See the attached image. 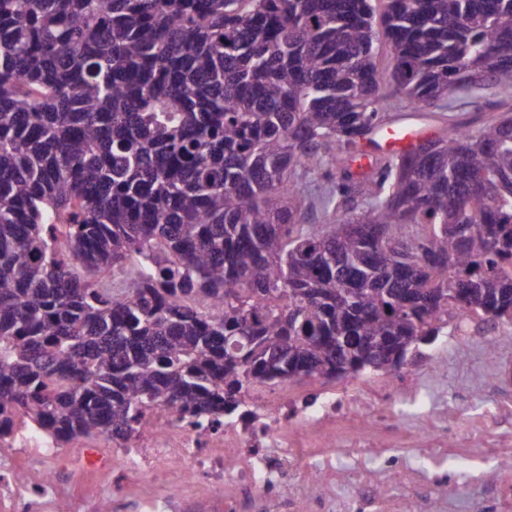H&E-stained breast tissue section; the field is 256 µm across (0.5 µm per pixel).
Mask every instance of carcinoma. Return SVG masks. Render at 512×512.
<instances>
[{"instance_id":"obj_1","label":"carcinoma","mask_w":512,"mask_h":512,"mask_svg":"<svg viewBox=\"0 0 512 512\" xmlns=\"http://www.w3.org/2000/svg\"><path fill=\"white\" fill-rule=\"evenodd\" d=\"M0 0V437L129 440L512 321V118L356 175L396 95L512 97V0ZM323 172L302 223L291 171ZM373 5L376 8L375 18H376V26L377 31L379 33V40L376 44L377 46V58L376 63L379 70L380 75L387 79L390 71V47L389 44L383 34V28L379 26L380 15L384 10L385 4L381 1L373 2Z\"/></svg>"}]
</instances>
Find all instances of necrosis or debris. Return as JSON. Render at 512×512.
I'll return each instance as SVG.
<instances>
[{
    "instance_id": "4bbe7bcc",
    "label": "necrosis or debris",
    "mask_w": 512,
    "mask_h": 512,
    "mask_svg": "<svg viewBox=\"0 0 512 512\" xmlns=\"http://www.w3.org/2000/svg\"><path fill=\"white\" fill-rule=\"evenodd\" d=\"M424 395L411 370L360 394L350 388L337 395L305 392L288 385L269 392L256 385L242 393L237 415L202 427L155 410L133 439L113 441L112 482L133 486L164 473L185 486L209 483L224 512H241L243 494L279 500L282 512H334V496L298 502L282 497L281 487L300 476L331 485L341 454L351 462L349 476L360 480L344 512H411L409 501L386 494L384 483L412 466L382 438ZM455 434V422L433 409L415 429L414 441L434 464L444 466ZM0 447L16 451L14 457H0V512H54L61 483L82 478L75 463L44 467L54 445L27 430L0 438Z\"/></svg>"
}]
</instances>
